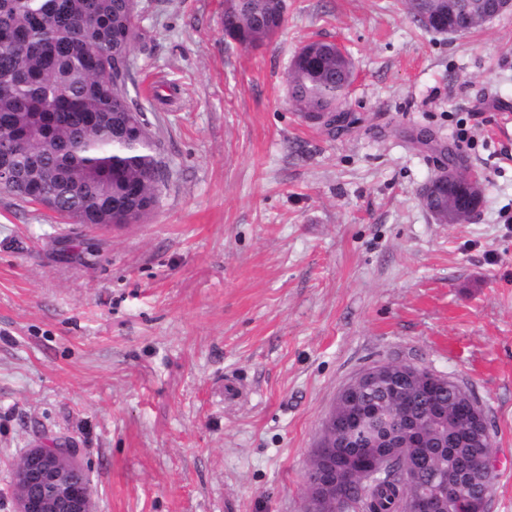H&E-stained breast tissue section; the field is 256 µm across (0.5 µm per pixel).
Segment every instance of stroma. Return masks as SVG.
<instances>
[{
  "label": "stroma",
  "instance_id": "stroma-1",
  "mask_svg": "<svg viewBox=\"0 0 512 512\" xmlns=\"http://www.w3.org/2000/svg\"><path fill=\"white\" fill-rule=\"evenodd\" d=\"M270 42L224 0H136L130 99L164 168L141 221L93 228L0 192V512L36 438L80 448L96 512H305L341 390L410 362L484 410L512 512V11L467 33L402 0H287ZM339 42L348 128L286 72ZM485 179L462 224L421 192L448 150Z\"/></svg>",
  "mask_w": 512,
  "mask_h": 512
}]
</instances>
